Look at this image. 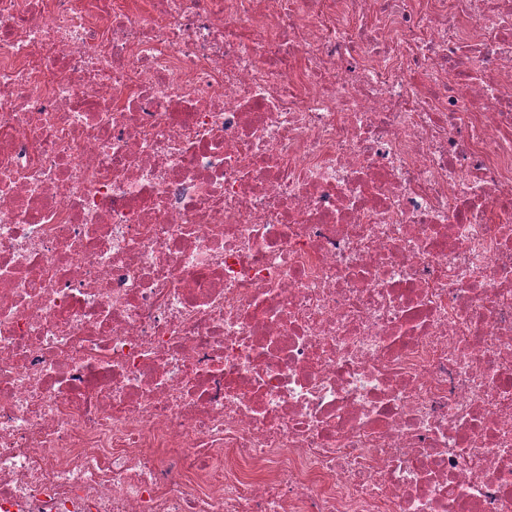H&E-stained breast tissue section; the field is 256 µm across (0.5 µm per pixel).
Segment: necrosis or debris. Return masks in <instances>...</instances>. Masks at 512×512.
Listing matches in <instances>:
<instances>
[{"label":"necrosis or debris","instance_id":"1","mask_svg":"<svg viewBox=\"0 0 512 512\" xmlns=\"http://www.w3.org/2000/svg\"><path fill=\"white\" fill-rule=\"evenodd\" d=\"M0 512H512V0H0Z\"/></svg>","mask_w":512,"mask_h":512}]
</instances>
